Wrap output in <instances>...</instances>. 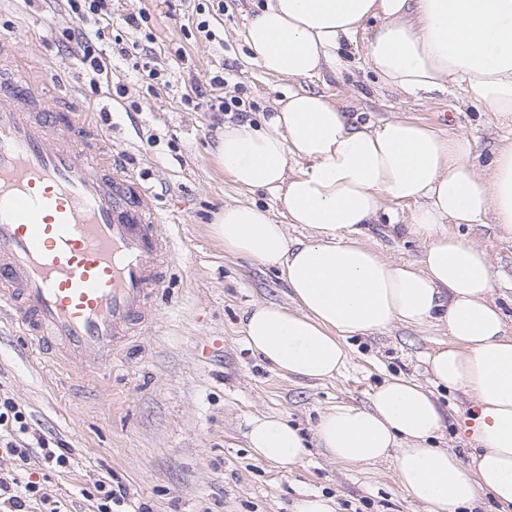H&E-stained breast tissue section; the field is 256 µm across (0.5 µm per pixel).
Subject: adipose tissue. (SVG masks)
<instances>
[{
  "label": "adipose tissue",
  "instance_id": "obj_1",
  "mask_svg": "<svg viewBox=\"0 0 512 512\" xmlns=\"http://www.w3.org/2000/svg\"><path fill=\"white\" fill-rule=\"evenodd\" d=\"M377 25L366 63L389 88L429 97L461 87L467 101L512 118V0H265L246 42L262 69L304 80L335 67L338 49ZM215 156L239 188L265 190L287 224L308 226L289 240L256 204L228 203L211 230L225 251L277 268L297 311L276 303L244 316L245 341L273 369L330 379L347 363L346 340L394 323L445 324L450 341L427 358L435 384L461 391L474 409L469 463L435 446L443 414L431 391L392 377L366 406L321 413L318 447L343 463L391 461L400 490L428 512H456L489 494L512 512V336L490 301L492 262L451 224H493L512 233V142L480 162L466 134L442 135L416 120L374 125L325 94L289 91L261 124L225 125ZM414 203L407 233L424 243L419 265L393 263L358 237ZM255 456L291 467L307 454L297 427L275 415L245 420Z\"/></svg>",
  "mask_w": 512,
  "mask_h": 512
}]
</instances>
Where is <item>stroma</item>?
Listing matches in <instances>:
<instances>
[{"label":"stroma","instance_id":"35a3bbf8","mask_svg":"<svg viewBox=\"0 0 512 512\" xmlns=\"http://www.w3.org/2000/svg\"><path fill=\"white\" fill-rule=\"evenodd\" d=\"M261 0H111L108 17H88L89 28L105 27L124 44L143 45L135 59L111 56L106 74L95 76L70 59L67 31L78 24L64 8L44 0H0V37L17 39L21 54L56 68L57 86L95 103L98 129L155 194L162 229L175 255L155 298L156 322L125 337L111 370L75 373L62 359L40 355L9 316L0 315V404L25 415L24 439L44 438L49 447L71 451V466L49 469L39 458L26 467L0 451V479L35 481L29 512H48L62 502L68 512H93L99 480L115 477L128 492L133 512H294L304 493L334 497L338 512H427L399 489L390 463H339L319 448L288 469L257 459L245 437L252 415L289 418L312 437L320 414L338 403L367 404L390 376L429 384L425 357L449 341L442 324L397 323L383 332L347 339L348 365L335 379L284 376L244 341L242 318L254 304L291 307L279 271L225 252L211 231L215 213L229 202H256L279 210L267 191L239 190L225 175L213 147L224 122H259L287 92L288 80L268 75L253 61L244 40L249 17ZM147 20L131 27L129 14ZM208 21L213 40L197 32ZM359 47L345 49L337 70L306 80L345 111L374 122L402 116L444 133L465 132L488 159L512 139V125L497 113L466 103L454 87L434 98H416L383 86L368 71ZM149 62L159 74L141 80L133 70ZM225 85H211L214 76ZM239 96L240 112H210L188 96ZM411 205L396 207L397 222L372 224L363 244L385 259L419 263L422 244L408 236ZM489 254L501 286L492 298L512 335V236L495 225H449ZM445 425L438 443L468 462L471 448L467 399L440 390Z\"/></svg>","mask_w":512,"mask_h":512}]
</instances>
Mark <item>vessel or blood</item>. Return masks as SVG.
<instances>
[{
    "label": "vessel or blood",
    "mask_w": 512,
    "mask_h": 512,
    "mask_svg": "<svg viewBox=\"0 0 512 512\" xmlns=\"http://www.w3.org/2000/svg\"><path fill=\"white\" fill-rule=\"evenodd\" d=\"M0 40V311L69 365L105 371L134 326L152 323L170 238L139 178L72 95L47 107Z\"/></svg>",
    "instance_id": "vessel-or-blood-1"
}]
</instances>
